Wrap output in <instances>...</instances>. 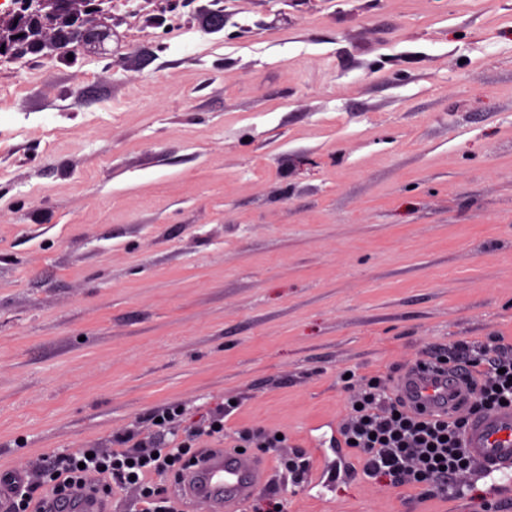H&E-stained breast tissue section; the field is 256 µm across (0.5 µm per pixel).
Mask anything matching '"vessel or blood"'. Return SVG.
Instances as JSON below:
<instances>
[{
	"label": "vessel or blood",
	"instance_id": "vessel-or-blood-1",
	"mask_svg": "<svg viewBox=\"0 0 512 512\" xmlns=\"http://www.w3.org/2000/svg\"><path fill=\"white\" fill-rule=\"evenodd\" d=\"M402 403L426 417L454 415L468 403L464 380H452L446 368L414 365L395 381ZM464 446L482 467L494 488L512 483V406L472 415ZM271 481V467L262 457L234 448H213L174 482V494L187 512L205 502L210 512H240L260 488ZM50 512H112V500L88 487L70 493L65 501L49 503Z\"/></svg>",
	"mask_w": 512,
	"mask_h": 512
}]
</instances>
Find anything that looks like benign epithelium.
I'll use <instances>...</instances> for the list:
<instances>
[{"label":"benign epithelium","instance_id":"1","mask_svg":"<svg viewBox=\"0 0 512 512\" xmlns=\"http://www.w3.org/2000/svg\"><path fill=\"white\" fill-rule=\"evenodd\" d=\"M75 0H12V15L19 17L26 13L30 17L31 39L22 46L14 45V40L0 39L4 52L0 61L18 62L25 53H37L43 49V33L48 26L63 29L59 33L58 45L70 54L82 53L88 49L99 54L108 53L106 42L112 36V30L87 26L81 20L80 13L73 7Z\"/></svg>","mask_w":512,"mask_h":512}]
</instances>
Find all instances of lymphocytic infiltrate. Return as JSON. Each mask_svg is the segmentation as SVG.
<instances>
[{"label": "lymphocytic infiltrate", "instance_id": "lymphocytic-infiltrate-1", "mask_svg": "<svg viewBox=\"0 0 512 512\" xmlns=\"http://www.w3.org/2000/svg\"><path fill=\"white\" fill-rule=\"evenodd\" d=\"M456 356L459 367L468 372L471 413L498 408L503 402L512 405V345L493 339L491 349L484 353L483 362L488 365L484 371L479 370L468 345H459ZM351 404L341 436L361 459L367 476L392 486L408 485L444 495L459 474L473 469L474 462L461 445L466 416L419 417L392 398L387 384L377 378L355 385ZM232 410V404H225L203 424L188 426L183 423V405L151 411L145 417L146 425L180 430V440L165 446L127 430L115 436L113 449L56 456L47 461L42 474L39 489L44 490V497H36L39 489L13 485L9 512H43L44 499H65L71 488L87 483L107 496L116 483L136 488L140 512H177L167 492L150 483V475L176 476L197 463L202 438L219 436V426Z\"/></svg>", "mask_w": 512, "mask_h": 512}]
</instances>
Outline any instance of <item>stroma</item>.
<instances>
[{
	"instance_id": "35a3bbf8",
	"label": "stroma",
	"mask_w": 512,
	"mask_h": 512,
	"mask_svg": "<svg viewBox=\"0 0 512 512\" xmlns=\"http://www.w3.org/2000/svg\"><path fill=\"white\" fill-rule=\"evenodd\" d=\"M224 27L208 29L211 11ZM0 65V479L180 402L283 512H512L339 458L345 373L512 344V0H108Z\"/></svg>"
}]
</instances>
